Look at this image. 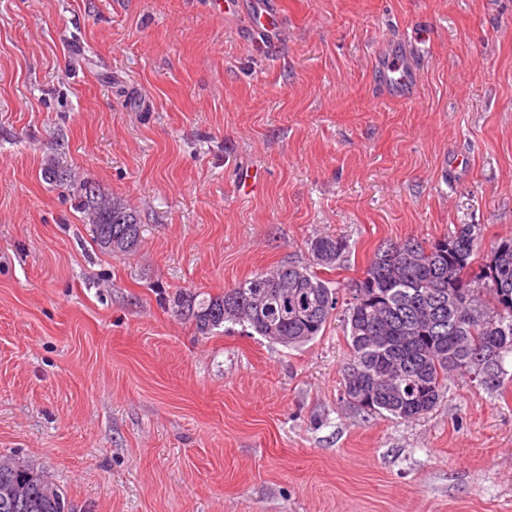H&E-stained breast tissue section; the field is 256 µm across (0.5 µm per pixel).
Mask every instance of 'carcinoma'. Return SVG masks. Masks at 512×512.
Masks as SVG:
<instances>
[{
  "label": "carcinoma",
  "mask_w": 512,
  "mask_h": 512,
  "mask_svg": "<svg viewBox=\"0 0 512 512\" xmlns=\"http://www.w3.org/2000/svg\"><path fill=\"white\" fill-rule=\"evenodd\" d=\"M57 172L49 164L44 180L72 186L69 170ZM76 197L100 251L137 249L142 224L134 208L88 182ZM480 247L474 225L457 224L428 244L407 239L377 248L345 303L343 392L361 400L354 409L408 422L437 406L452 375L491 391L503 386L512 359V237L496 241L475 268ZM347 249L320 234L309 242L308 265L255 273L217 296L181 291L173 306L201 336L232 324L265 338L274 323L288 345H303L324 333L339 303L338 289L314 267L336 268ZM0 512L81 510L44 471L1 457Z\"/></svg>",
  "instance_id": "1"
}]
</instances>
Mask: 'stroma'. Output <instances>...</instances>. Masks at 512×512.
<instances>
[{
    "label": "stroma",
    "instance_id": "obj_1",
    "mask_svg": "<svg viewBox=\"0 0 512 512\" xmlns=\"http://www.w3.org/2000/svg\"><path fill=\"white\" fill-rule=\"evenodd\" d=\"M240 2L0 0V456L83 512H512V382L366 416L341 315L288 347L171 305L317 234L342 289L390 240L512 237V0H271V37ZM387 46L412 100L377 90ZM52 159L136 209L134 253L97 249Z\"/></svg>",
    "mask_w": 512,
    "mask_h": 512
}]
</instances>
